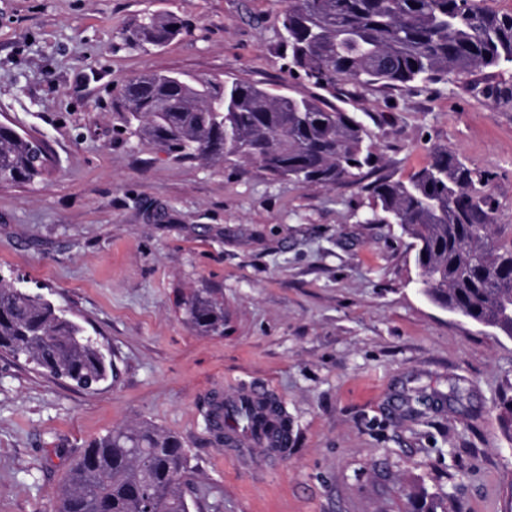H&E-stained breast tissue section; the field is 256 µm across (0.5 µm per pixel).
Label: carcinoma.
Segmentation results:
<instances>
[{"instance_id":"carcinoma-1","label":"carcinoma","mask_w":512,"mask_h":512,"mask_svg":"<svg viewBox=\"0 0 512 512\" xmlns=\"http://www.w3.org/2000/svg\"><path fill=\"white\" fill-rule=\"evenodd\" d=\"M175 17L143 15L124 41L147 50L182 34ZM279 37L288 70L345 96L413 83H463L467 91L512 102L491 81L512 65V13L483 0H288ZM488 81H467L475 71ZM127 128L178 159L245 161L303 185H358L386 218L414 240L424 294L435 304L512 337V233L498 223L491 174L446 145L408 180L376 175L379 156L367 127L320 95L276 94L238 78L147 72L119 90ZM52 157L45 143L0 125V184L43 180ZM186 321L200 334L224 333L217 290L192 291ZM0 352L54 379L92 390L113 375L112 359L85 328L41 294L0 277ZM500 423L512 439V397ZM231 431L262 422L248 406L224 413ZM188 453L178 438L150 425L116 428L73 459L55 512H190Z\"/></svg>"}]
</instances>
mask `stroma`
Returning <instances> with one entry per match:
<instances>
[{"label":"stroma","mask_w":512,"mask_h":512,"mask_svg":"<svg viewBox=\"0 0 512 512\" xmlns=\"http://www.w3.org/2000/svg\"><path fill=\"white\" fill-rule=\"evenodd\" d=\"M283 0H0V123L49 144L56 169L0 187V274L96 336L116 376L85 391L0 355V512H53L85 446L114 428L177 435L191 512H512V439L499 404L512 338L420 289L412 239L369 223L355 186H304L248 163L179 160L124 131L119 87L144 72L236 77L279 93ZM146 13L186 31L146 51L122 34ZM382 174L407 179L445 144L488 171L512 225V104L456 84L347 101ZM224 297V333L186 321L192 289ZM276 396L290 444L278 465L224 447L214 392Z\"/></svg>","instance_id":"obj_1"}]
</instances>
